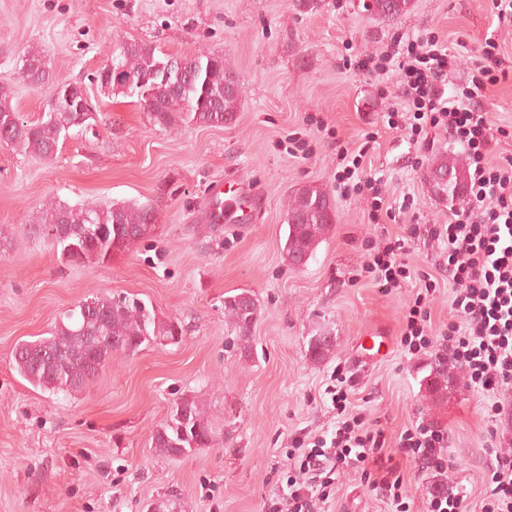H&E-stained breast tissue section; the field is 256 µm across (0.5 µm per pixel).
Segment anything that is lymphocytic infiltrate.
<instances>
[{"label":"lymphocytic infiltrate","instance_id":"1","mask_svg":"<svg viewBox=\"0 0 512 512\" xmlns=\"http://www.w3.org/2000/svg\"><path fill=\"white\" fill-rule=\"evenodd\" d=\"M455 63L447 45L436 37L419 45L398 49L396 55H366L361 68L372 72L397 66L401 94L415 119L431 131L456 137L468 157L469 195L477 214L474 220L455 219L433 225L431 236L448 247V274L454 281L452 307L455 318L438 339H430V313L422 299H415L401 339L409 351L436 348L437 355L462 370L470 386L497 392L512 386V157L491 163L487 154L492 136H512L507 129L492 130L487 115L472 109L474 96L486 87L512 78L501 68L491 50H483L472 64L467 88L448 97L445 81ZM343 167L337 187L341 195H368L372 221H379L384 203L381 182L355 179L353 157L337 152ZM403 240L372 242L364 270L378 287H398L406 278ZM339 420L331 438H317L310 453H289L292 473L288 494L270 501L265 512H324L338 466L359 469L369 491L380 500L408 512V490L401 472L411 462L439 474L449 468L448 434L431 423L405 430L396 447L385 445L382 430L366 426L361 415L347 413L345 394H338ZM492 462L493 490L483 512H512V448L504 447L497 429L486 439Z\"/></svg>","mask_w":512,"mask_h":512}]
</instances>
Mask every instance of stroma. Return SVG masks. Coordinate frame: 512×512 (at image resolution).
<instances>
[{
    "instance_id": "1",
    "label": "stroma",
    "mask_w": 512,
    "mask_h": 512,
    "mask_svg": "<svg viewBox=\"0 0 512 512\" xmlns=\"http://www.w3.org/2000/svg\"><path fill=\"white\" fill-rule=\"evenodd\" d=\"M0 0V87L29 121L49 110L51 87L29 89L15 73L43 50L53 85L84 86L93 131L67 140L51 160L0 144V512H263L283 496L286 455L296 440L332 431L328 386L343 379L347 409L382 428L388 444L416 423L448 433L449 483L468 492L467 512L490 493L485 406H503L497 425L512 440V388L488 395L439 371L434 351L400 343L424 275L436 282L427 331L437 337L454 316L448 251L431 225L467 215L470 200L438 196L426 174L442 153L463 154L439 133L429 145L387 126L400 104V74L358 68L363 55L395 42L439 36L458 48L448 93L468 78L484 39L512 67V24L491 0H414L407 14L378 18L358 0ZM143 41L185 59L222 53L243 89L232 124L154 127L135 99L91 84L90 74L119 46ZM306 141L309 152L296 151ZM362 151L360 177L381 179L387 216L371 223L366 199L336 187L338 148ZM238 187L250 220L217 224L216 194ZM307 184L331 193L336 222L304 268L283 246L287 198ZM135 201L157 213L153 232L104 262L63 260L31 226L47 201ZM403 239L409 266L386 290L362 273L368 240ZM248 290L259 302L253 354L233 345L224 299ZM120 294L154 307L181 328L176 343L151 342L113 354L80 391L50 393L14 370L22 340L50 335L63 313L94 295ZM328 336L319 364L310 337ZM386 336L381 361L365 362L360 340ZM194 399L215 422L212 447L172 458L152 437L175 401ZM328 512H392L360 472L336 471Z\"/></svg>"
}]
</instances>
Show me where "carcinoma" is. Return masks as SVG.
<instances>
[{"label": "carcinoma", "mask_w": 512, "mask_h": 512, "mask_svg": "<svg viewBox=\"0 0 512 512\" xmlns=\"http://www.w3.org/2000/svg\"><path fill=\"white\" fill-rule=\"evenodd\" d=\"M412 0H371L365 6L372 16L395 17L408 13ZM171 55L145 42L124 44L111 63L120 70L109 87L151 106L148 115L153 126L172 132L186 124L220 127L232 123L242 99V86L224 65V55L212 53L191 59V67L180 81L167 72ZM20 80L30 88L49 81L46 56L28 50L19 70ZM62 108L46 113L38 121L22 119L10 95L0 92V138L29 155L49 159L57 154L74 131L92 127L94 115L80 111L74 103L61 101ZM437 175L451 174L445 185H434L435 192L454 201L467 193L469 173L458 159L442 154L430 165ZM288 235L284 251L291 264L309 260L318 244L336 221L335 204L328 192L305 185L291 196L286 209ZM156 212L147 204L105 202L69 206L49 202L39 211L38 231L70 263L105 261L114 252L150 235ZM258 300L241 299V294L224 298V314L233 327L245 356H251L252 325ZM178 323L164 321L155 310L140 300L120 295L88 298L67 311L48 337L23 341L13 350L17 373L32 386L52 393L78 392L94 380L120 351L133 355L152 340L175 336ZM326 336L311 338L307 356L322 362L331 350ZM192 419L212 427L196 401L183 398L175 402L166 421L153 436L154 448L167 457H181L180 447L190 448L181 436L179 409Z\"/></svg>", "instance_id": "obj_1"}]
</instances>
